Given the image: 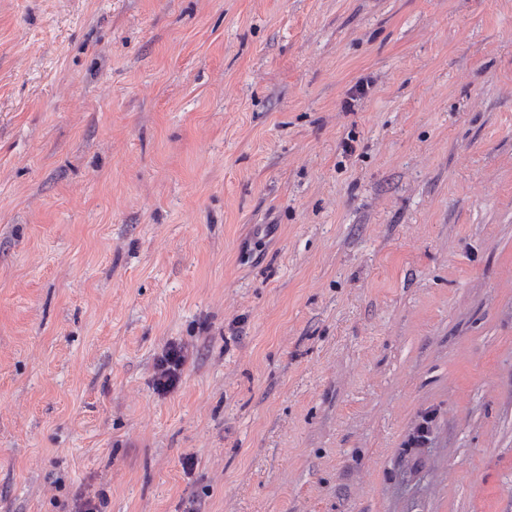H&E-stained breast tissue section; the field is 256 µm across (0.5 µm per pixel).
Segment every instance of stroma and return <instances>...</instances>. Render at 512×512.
<instances>
[{
  "instance_id": "obj_1",
  "label": "stroma",
  "mask_w": 512,
  "mask_h": 512,
  "mask_svg": "<svg viewBox=\"0 0 512 512\" xmlns=\"http://www.w3.org/2000/svg\"><path fill=\"white\" fill-rule=\"evenodd\" d=\"M80 489L512 512V0H0V512ZM186 358L183 347L173 345L167 348L156 363L154 384L158 391L167 392L179 382Z\"/></svg>"
}]
</instances>
